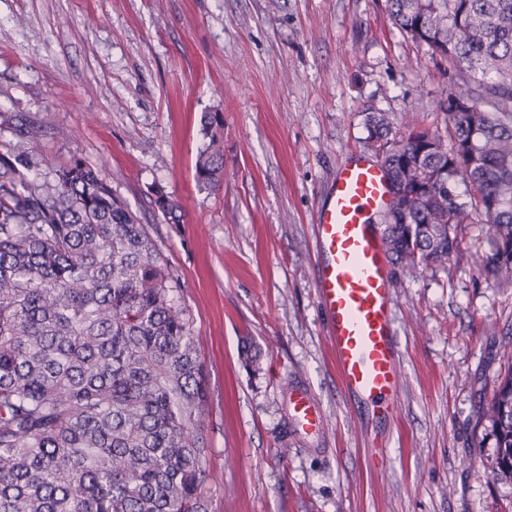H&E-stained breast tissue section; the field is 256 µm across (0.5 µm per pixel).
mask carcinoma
I'll use <instances>...</instances> for the list:
<instances>
[{
	"instance_id": "1",
	"label": "carcinoma",
	"mask_w": 512,
	"mask_h": 512,
	"mask_svg": "<svg viewBox=\"0 0 512 512\" xmlns=\"http://www.w3.org/2000/svg\"><path fill=\"white\" fill-rule=\"evenodd\" d=\"M399 31L469 77L448 93L444 136L409 181L428 187L409 224H383L394 262L442 266L473 238L469 259L512 287V0H389ZM368 141L387 168L419 150L377 112ZM223 116L204 115L198 186L223 180ZM41 126L0 112V512H208L205 369L197 337L170 296L172 278L146 225L79 156L37 172ZM471 186L439 203L435 175ZM169 224L182 208L160 191ZM494 474L512 478V370L483 411Z\"/></svg>"
}]
</instances>
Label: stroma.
Masks as SVG:
<instances>
[{
    "instance_id": "1",
    "label": "stroma",
    "mask_w": 512,
    "mask_h": 512,
    "mask_svg": "<svg viewBox=\"0 0 512 512\" xmlns=\"http://www.w3.org/2000/svg\"><path fill=\"white\" fill-rule=\"evenodd\" d=\"M464 87L387 0H0V109L44 125L43 166H102L167 263L207 374L209 512H512L481 422L512 366V288L454 256L394 268L393 418L343 393L315 292L313 216L368 154L365 113L399 140L444 127ZM206 112L224 115L214 189L194 178ZM301 388L318 432L292 423ZM154 206L158 212H161L168 224L182 223V208L173 198L164 195L160 191H156L154 194Z\"/></svg>"
}]
</instances>
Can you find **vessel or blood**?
I'll return each mask as SVG.
<instances>
[{
    "label": "vessel or blood",
    "instance_id": "vessel-or-blood-1",
    "mask_svg": "<svg viewBox=\"0 0 512 512\" xmlns=\"http://www.w3.org/2000/svg\"><path fill=\"white\" fill-rule=\"evenodd\" d=\"M388 196L385 170L356 157L339 170L314 218L320 255L316 295L329 324L327 343L337 377L346 395L383 414L395 411L399 392L394 280L373 222ZM293 417L308 432L323 424L320 409L303 390L295 393Z\"/></svg>",
    "mask_w": 512,
    "mask_h": 512
}]
</instances>
